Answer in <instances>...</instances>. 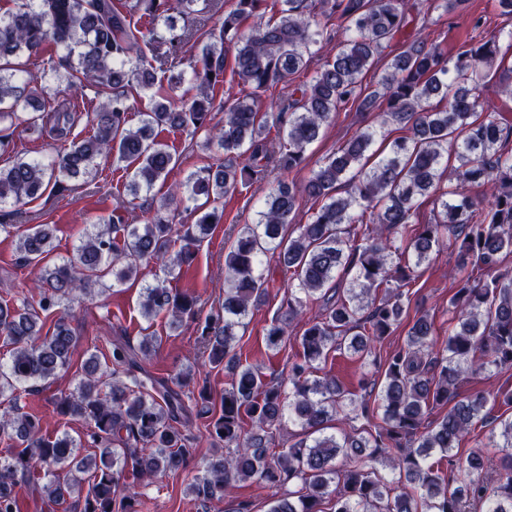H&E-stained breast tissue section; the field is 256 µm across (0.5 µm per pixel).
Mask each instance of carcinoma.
I'll return each mask as SVG.
<instances>
[{"label":"carcinoma","mask_w":512,"mask_h":512,"mask_svg":"<svg viewBox=\"0 0 512 512\" xmlns=\"http://www.w3.org/2000/svg\"><path fill=\"white\" fill-rule=\"evenodd\" d=\"M12 2L0 13V150L10 149L7 131L23 112L30 130L40 133L48 125L57 138H69L71 107L38 115L55 83L66 82L76 97L89 81L102 101L93 113L92 137L71 141L47 163L18 157L0 167V210L25 205L49 186L59 195L71 191L70 180L96 177L102 155L132 167L133 192L151 189L174 166L168 146L152 137L156 129L208 125L207 145L228 160L169 187L168 203L185 205L195 215L192 224L178 226L158 211L141 226L114 209L53 267L42 265L53 251L49 225L32 224L18 238L19 265L39 266L41 273L32 285L38 299L0 301V342L10 347L9 362L0 364V397L8 401L0 412V512H20L24 491L69 512H143L147 495L135 487L172 472L184 474L190 493L203 502L224 500L239 481L301 485L298 493L274 500L268 512H323L328 498L333 512H512V453L501 472L489 470V455L471 453L466 478L453 488L441 469L496 405H512L511 392L498 399L482 392L459 398L464 380L491 366L512 367V270L497 267L498 256L512 252V125L501 117L512 112V85L508 98L492 104L483 82L485 69L512 74V32L504 51L492 36L476 47L461 45L453 56L419 36L400 47L367 93L360 76L416 22L406 0H280L279 17L267 21L261 13L266 0H233L217 29L205 21L223 11V0ZM178 15L192 24L177 27ZM319 16L336 17L345 39L310 81L294 85L292 76L307 68L313 48L334 38ZM250 18L255 22L247 29ZM192 40L201 43L189 62L196 94L177 102L172 93L184 82L183 48ZM48 42L56 53L34 76L20 58ZM229 53L233 73L254 90L282 87L274 111L262 115L251 99H227L224 118L214 121V91L224 83ZM34 82L40 90L31 88ZM151 89L142 125L129 127L128 112ZM436 97L443 108L431 105ZM350 103L359 112L380 111V125L356 132L319 160L301 185L278 182L257 223L244 225L225 254L224 305L206 316L196 336L209 363L230 375L220 413L207 406L206 392L196 397L188 391L192 373L165 378L144 366L158 337L145 335L137 348L116 336L109 353L85 362L74 391L55 401L59 415L85 421L83 436L42 434V417L22 411L19 399L69 371L79 337L63 316L43 332L41 316L94 294L111 271L124 282L151 263L191 266L196 244L223 218L215 203L272 169L299 167L322 126ZM388 124L409 135L377 153L372 146ZM274 126L284 133L277 148L268 143ZM473 184L489 186L490 198L467 195ZM200 196L214 207H188ZM422 196L433 198L437 215L411 229ZM304 198L318 208L291 231ZM449 241L458 246L459 263L446 340L438 342L433 320L422 314L413 319L406 343L382 356L384 339L407 314L405 288ZM269 255L293 278L285 311L266 330L270 346L288 337L309 304L321 302L299 336L286 382L241 366L234 346L250 305L266 293L261 266ZM140 298L149 321L161 315L173 323L198 319L197 299L164 280L142 287ZM342 351L377 369L380 391L358 400L335 377L316 375L320 362ZM436 407L448 411L430 422ZM351 413L373 423L374 431L324 432L327 422ZM286 417L303 437L276 452L269 445ZM200 422L213 445L225 449L201 475L189 448ZM499 437L488 447L512 448V418L500 420ZM85 446L96 449L94 456L79 455ZM340 456L350 464L338 465ZM39 471L43 484L34 477Z\"/></svg>","instance_id":"obj_1"}]
</instances>
